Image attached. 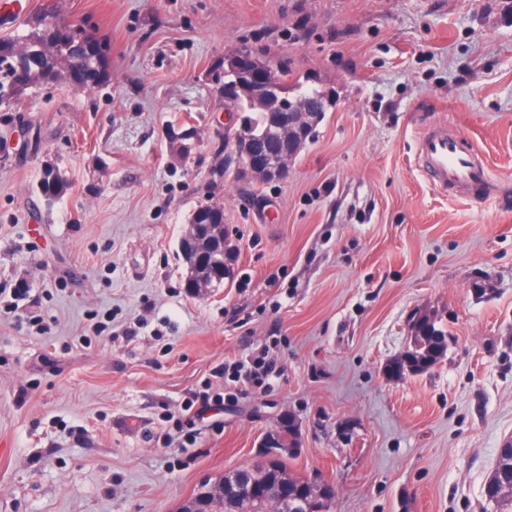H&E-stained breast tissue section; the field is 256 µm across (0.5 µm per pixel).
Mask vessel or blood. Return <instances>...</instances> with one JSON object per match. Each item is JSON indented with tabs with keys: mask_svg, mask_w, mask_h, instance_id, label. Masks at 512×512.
I'll return each instance as SVG.
<instances>
[{
	"mask_svg": "<svg viewBox=\"0 0 512 512\" xmlns=\"http://www.w3.org/2000/svg\"><path fill=\"white\" fill-rule=\"evenodd\" d=\"M424 176L438 188H457L469 192L481 188L487 181L489 170L479 155L464 150L457 133L447 124L424 133L416 147Z\"/></svg>",
	"mask_w": 512,
	"mask_h": 512,
	"instance_id": "1",
	"label": "vessel or blood"
}]
</instances>
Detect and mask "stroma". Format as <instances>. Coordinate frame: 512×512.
Here are the masks:
<instances>
[{"instance_id": "1", "label": "stroma", "mask_w": 512, "mask_h": 512, "mask_svg": "<svg viewBox=\"0 0 512 512\" xmlns=\"http://www.w3.org/2000/svg\"><path fill=\"white\" fill-rule=\"evenodd\" d=\"M107 46L110 83L36 86L0 110V512H176L253 464L281 412L288 469L334 512H501L512 440V0H30ZM268 56L334 101L286 179L221 161L224 59ZM447 123L490 172L478 202L431 185L416 142ZM197 131L187 160L170 129ZM69 183L46 205V165ZM221 202L224 286H183L192 211ZM441 362L394 381L415 311ZM267 352L183 455L156 442L216 365Z\"/></svg>"}]
</instances>
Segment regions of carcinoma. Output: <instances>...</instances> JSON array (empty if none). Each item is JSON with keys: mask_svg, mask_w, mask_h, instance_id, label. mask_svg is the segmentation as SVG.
<instances>
[{"mask_svg": "<svg viewBox=\"0 0 512 512\" xmlns=\"http://www.w3.org/2000/svg\"><path fill=\"white\" fill-rule=\"evenodd\" d=\"M54 8L50 7L43 14L28 22V30L11 39H0V108H11L20 97L31 87L45 85L49 82H64L73 87L101 86L112 80L108 69L106 47L102 42L93 46L81 44L74 33L70 31L52 32L45 24V18ZM284 90V96L290 101L302 99L324 113L328 106L321 105L322 90L317 87L298 89L295 95L288 92V73L274 69ZM231 107L247 113L250 125L257 133L267 127V120L261 112L248 111L247 101L239 97ZM68 182L52 165H47L42 171L37 183V191L48 202L60 199L66 192ZM191 218L200 224L224 223V206L218 202L199 205ZM445 333L438 324L437 318L425 319L418 327L410 332L407 348L419 356V362L428 360L427 344L420 343V337L433 336L435 333ZM290 455L277 456L260 481L255 484L254 496L250 499H239L234 495V478L240 476L248 479L251 471L247 468L226 472L215 478L202 482L194 491L188 502L178 507V512H185L188 504L203 497L211 488L224 487V512H262L266 509L267 486L279 488L280 500L272 507V512H291L292 505L307 502L312 505L314 512H333L336 499L335 487L327 488L323 496L310 483L307 477H299L288 470ZM491 478L496 484L512 481V458L499 456Z\"/></svg>", "mask_w": 512, "mask_h": 512, "instance_id": "cac0c4a2", "label": "carcinoma"}]
</instances>
